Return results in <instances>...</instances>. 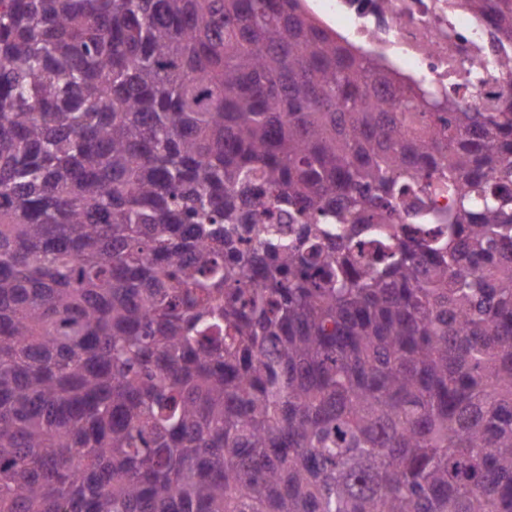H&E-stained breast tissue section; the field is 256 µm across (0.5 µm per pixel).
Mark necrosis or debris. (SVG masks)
<instances>
[{"label": "necrosis or debris", "instance_id": "1", "mask_svg": "<svg viewBox=\"0 0 512 512\" xmlns=\"http://www.w3.org/2000/svg\"><path fill=\"white\" fill-rule=\"evenodd\" d=\"M335 22L338 36L409 79L453 86L486 52L481 26L449 20L448 0H300Z\"/></svg>", "mask_w": 512, "mask_h": 512}]
</instances>
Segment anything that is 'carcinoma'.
<instances>
[{"label": "carcinoma", "instance_id": "cac0c4a2", "mask_svg": "<svg viewBox=\"0 0 512 512\" xmlns=\"http://www.w3.org/2000/svg\"><path fill=\"white\" fill-rule=\"evenodd\" d=\"M0 512H512V87L299 0H0Z\"/></svg>", "mask_w": 512, "mask_h": 512}]
</instances>
